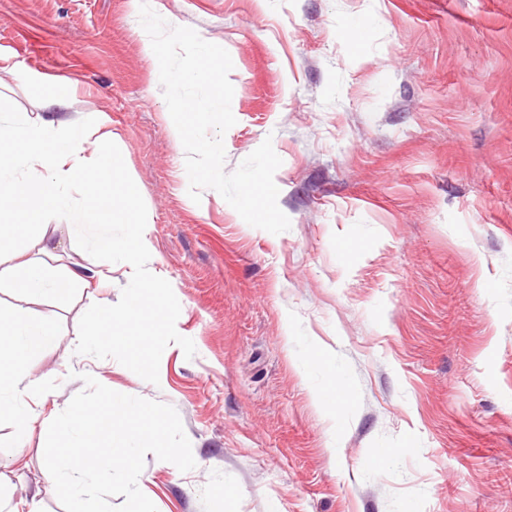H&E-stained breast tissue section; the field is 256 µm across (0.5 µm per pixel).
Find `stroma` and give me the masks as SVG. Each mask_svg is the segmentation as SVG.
Wrapping results in <instances>:
<instances>
[{"instance_id":"1","label":"stroma","mask_w":512,"mask_h":512,"mask_svg":"<svg viewBox=\"0 0 512 512\" xmlns=\"http://www.w3.org/2000/svg\"><path fill=\"white\" fill-rule=\"evenodd\" d=\"M151 5L229 52L224 169L271 140L291 227H252L212 189L190 199L130 0H0V110L103 121L147 207L148 269L197 350L167 346L155 385L76 354L82 314L132 271L53 214L62 265L102 280L27 305L62 324L27 369L58 383L44 417L84 373L173 406L196 466L147 454L158 512H512V0ZM63 81L74 93L48 104ZM44 445L0 451V512H64Z\"/></svg>"}]
</instances>
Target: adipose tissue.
Returning a JSON list of instances; mask_svg holds the SVG:
<instances>
[{
  "mask_svg": "<svg viewBox=\"0 0 512 512\" xmlns=\"http://www.w3.org/2000/svg\"><path fill=\"white\" fill-rule=\"evenodd\" d=\"M91 141H105L94 124L78 126L64 118L34 124L12 112L0 113V244L23 239L37 250L33 256L19 252L0 262V286L8 285L28 302L88 287L95 277L83 266L63 270L52 264L55 247L47 236L51 214L68 211L71 225L90 231L95 250L112 249V229L99 207L109 197L120 161L107 151L99 169L89 168L84 151ZM77 185L90 190L79 204L66 192Z\"/></svg>",
  "mask_w": 512,
  "mask_h": 512,
  "instance_id": "1",
  "label": "adipose tissue"
}]
</instances>
